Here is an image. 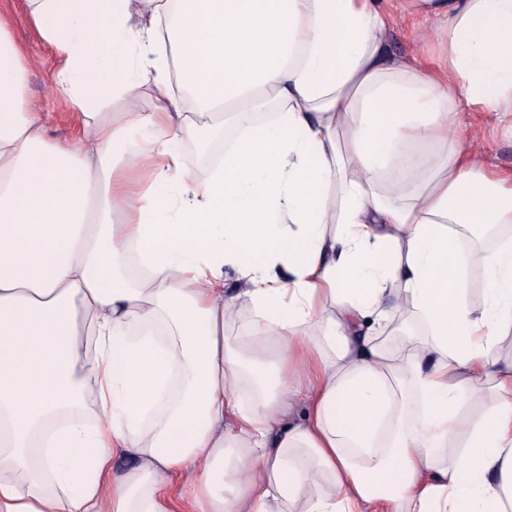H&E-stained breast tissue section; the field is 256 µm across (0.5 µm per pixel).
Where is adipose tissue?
I'll list each match as a JSON object with an SVG mask.
<instances>
[{"label":"adipose tissue","instance_id":"ef3b65f1","mask_svg":"<svg viewBox=\"0 0 512 512\" xmlns=\"http://www.w3.org/2000/svg\"><path fill=\"white\" fill-rule=\"evenodd\" d=\"M388 2L29 0L67 146L0 13V512H512V237L458 231L512 227L458 112L512 118V0ZM396 14L440 22L427 60L387 54ZM198 113L248 131L192 182ZM391 303L428 342L361 334Z\"/></svg>","mask_w":512,"mask_h":512}]
</instances>
